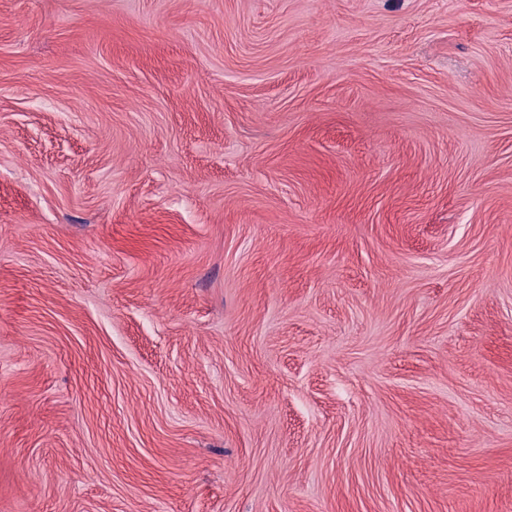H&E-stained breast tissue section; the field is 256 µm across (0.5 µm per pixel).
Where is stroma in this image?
<instances>
[{
	"label": "stroma",
	"mask_w": 512,
	"mask_h": 512,
	"mask_svg": "<svg viewBox=\"0 0 512 512\" xmlns=\"http://www.w3.org/2000/svg\"><path fill=\"white\" fill-rule=\"evenodd\" d=\"M0 512H512V0H0Z\"/></svg>",
	"instance_id": "1"
}]
</instances>
